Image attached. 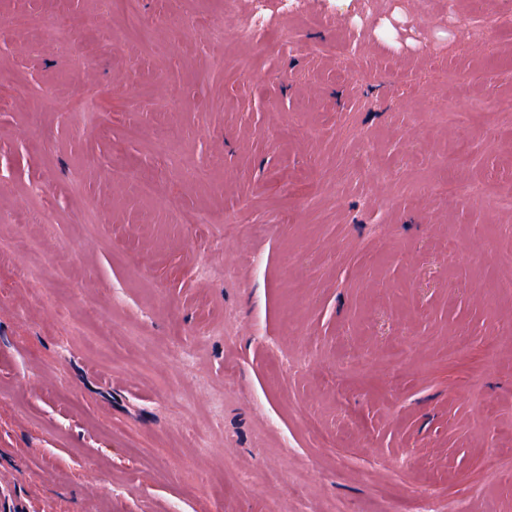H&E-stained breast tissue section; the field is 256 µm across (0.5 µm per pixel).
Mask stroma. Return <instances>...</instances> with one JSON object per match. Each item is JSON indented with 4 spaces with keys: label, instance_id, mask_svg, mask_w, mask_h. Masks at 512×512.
Wrapping results in <instances>:
<instances>
[{
    "label": "stroma",
    "instance_id": "1",
    "mask_svg": "<svg viewBox=\"0 0 512 512\" xmlns=\"http://www.w3.org/2000/svg\"><path fill=\"white\" fill-rule=\"evenodd\" d=\"M264 2L0 0V512H512V0ZM263 29L264 17L261 8H258L255 14L240 20L232 29V34L235 41L247 43L255 41L258 35L263 32Z\"/></svg>",
    "mask_w": 512,
    "mask_h": 512
}]
</instances>
